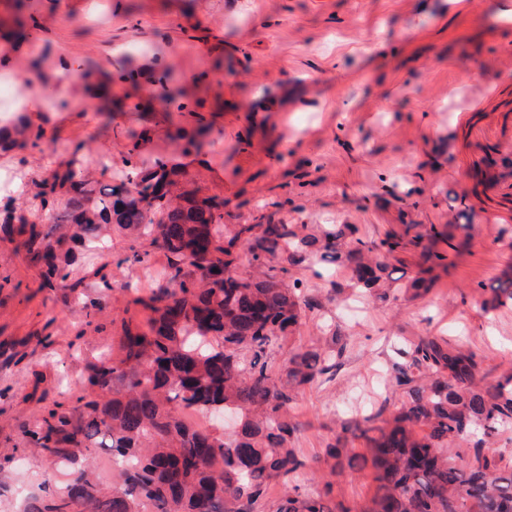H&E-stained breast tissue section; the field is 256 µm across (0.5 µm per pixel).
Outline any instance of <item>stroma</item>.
<instances>
[{
	"mask_svg": "<svg viewBox=\"0 0 512 512\" xmlns=\"http://www.w3.org/2000/svg\"><path fill=\"white\" fill-rule=\"evenodd\" d=\"M501 0H29L30 41L0 40L12 71L38 59L53 84L73 82L85 60L130 75L140 109L103 114L79 95L46 106V155L0 152V181L20 197L34 179L82 149L91 177L111 180L128 150L126 131L147 130V154L171 158L179 145L153 112L157 72L171 68L183 94L185 128L209 124L205 156L188 184L198 197L224 198V221L250 224L276 211L287 224H355L371 238L404 225L435 226L448 257L429 293L351 310L331 294L341 272L298 271L308 292L325 295L296 340L323 325L347 347L336 375L298 397L291 413L305 428L294 442L323 455L342 418L391 415L402 402L394 366L410 340L435 335L483 359L512 365V306L484 311V289L512 269V26L491 22ZM111 158V170L100 161ZM148 251L130 264L132 249ZM163 252L103 226L96 250L70 268L82 294L48 291L16 244L0 241V512H22L31 495L66 481L70 469L24 437L46 407L88 393L87 367L118 358L130 299L162 286ZM112 263V289L95 270ZM301 493L331 486L362 504L370 472L324 482L317 469L295 475Z\"/></svg>",
	"mask_w": 512,
	"mask_h": 512,
	"instance_id": "stroma-1",
	"label": "stroma"
}]
</instances>
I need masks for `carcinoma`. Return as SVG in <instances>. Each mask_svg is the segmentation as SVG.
<instances>
[{
	"instance_id": "1",
	"label": "carcinoma",
	"mask_w": 512,
	"mask_h": 512,
	"mask_svg": "<svg viewBox=\"0 0 512 512\" xmlns=\"http://www.w3.org/2000/svg\"><path fill=\"white\" fill-rule=\"evenodd\" d=\"M88 97L112 74L93 61L76 69ZM160 109L179 94L169 70L158 74ZM19 112L0 125V151L40 147L42 123ZM201 127L183 141L180 158L143 152L144 131L129 129L124 178L98 185L85 175L86 157L75 150L19 204L0 207V232L21 237L29 259L45 266L42 287L72 293L83 281L69 279L75 248L97 237L104 224L150 239L164 252L165 285L132 304L148 314L145 326L123 325L122 355L99 358L88 367L91 396L74 406L55 403L25 435L47 457L73 466L67 483L48 497L33 496L25 512H263L273 481L284 484L308 466L292 443L302 424L291 404L321 376L336 369L346 348L332 331L309 345L294 342L306 312L321 306L293 277L302 268L331 263L349 270L346 287L381 303L426 295L435 267L444 257L433 251L435 229L404 242L387 233L363 237L354 224H328L320 234L302 233L275 213L256 224H224V199L175 201L173 191L187 180L184 159L199 156ZM421 246L423 266L402 285L389 259L407 244ZM222 265L238 280L224 286L209 280ZM512 304V276L485 289L489 311ZM288 346L279 366L274 356ZM404 401L395 414L342 421L325 448L330 474L372 471L374 493L357 510L325 490L303 495L288 489L275 512H512V459L493 450L512 430V367L490 378L470 350L438 336H420L395 367ZM236 413L230 433L199 430L187 415ZM365 441L364 451L349 439ZM107 448L120 465L112 490L102 488L94 449Z\"/></svg>"
}]
</instances>
